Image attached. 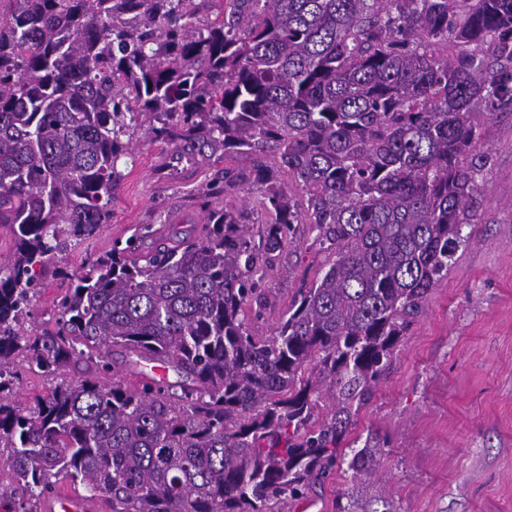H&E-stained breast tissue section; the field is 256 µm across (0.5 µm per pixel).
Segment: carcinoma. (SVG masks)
I'll list each match as a JSON object with an SVG mask.
<instances>
[{
	"label": "carcinoma",
	"mask_w": 512,
	"mask_h": 512,
	"mask_svg": "<svg viewBox=\"0 0 512 512\" xmlns=\"http://www.w3.org/2000/svg\"><path fill=\"white\" fill-rule=\"evenodd\" d=\"M0 9V445L22 499L79 483L112 512H290L345 456L361 404L481 208L478 112L512 109V0H8ZM224 170L203 234L116 238L22 332L47 265L89 245L144 118ZM301 188L297 196L282 181ZM257 195L258 236L230 196ZM307 224L332 251L272 335L267 271ZM155 360L179 377L117 376ZM90 374L31 408L12 355ZM324 418H319L320 413ZM380 448L349 468L368 475Z\"/></svg>",
	"instance_id": "carcinoma-1"
}]
</instances>
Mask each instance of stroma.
I'll return each mask as SVG.
<instances>
[{
	"instance_id": "stroma-1",
	"label": "stroma",
	"mask_w": 512,
	"mask_h": 512,
	"mask_svg": "<svg viewBox=\"0 0 512 512\" xmlns=\"http://www.w3.org/2000/svg\"><path fill=\"white\" fill-rule=\"evenodd\" d=\"M479 122L492 164L479 180L483 204L468 228L471 242L456 252L396 347L343 445L348 456L376 443L385 453L366 478L346 466L333 470L308 506L294 512H336L355 491L368 512H512V112ZM131 146L135 159L118 165L113 217L94 252L136 232L148 250L168 242L173 228L204 224L225 170L247 166L212 156L200 162L196 177L162 181L150 172L170 144L141 131ZM86 252L59 255L61 272L43 276L25 329H55V300L89 273ZM331 258L308 225L297 226L295 243L266 277L268 306L257 335H269L298 288L322 277ZM78 378L74 366L50 375L26 372L12 398L30 407Z\"/></svg>"
}]
</instances>
